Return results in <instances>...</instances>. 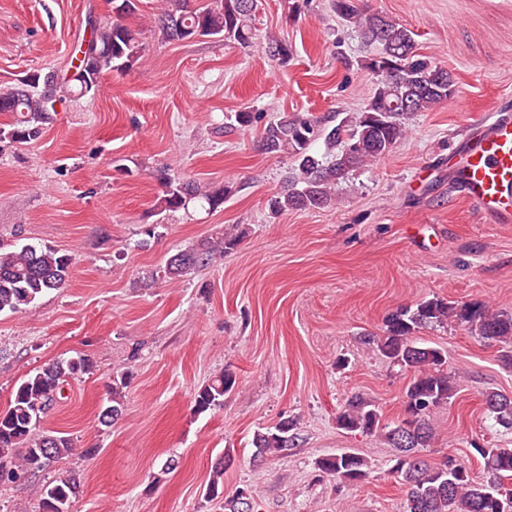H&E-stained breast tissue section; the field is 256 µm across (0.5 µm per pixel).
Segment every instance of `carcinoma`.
<instances>
[{
	"label": "carcinoma",
	"mask_w": 512,
	"mask_h": 512,
	"mask_svg": "<svg viewBox=\"0 0 512 512\" xmlns=\"http://www.w3.org/2000/svg\"><path fill=\"white\" fill-rule=\"evenodd\" d=\"M332 7L371 48L363 67L374 75V88L359 111L345 113L332 127L298 115H284L267 123L261 135L262 150L294 159V168L282 188L266 200L274 216L288 210L331 206L341 180L390 154L407 137L413 115L440 107L457 91L450 70L417 52L414 33L407 26L380 13L365 14L355 0H332ZM256 8V0H209L198 8L189 7L188 0H174L160 8L157 24L162 38L168 41L224 37L247 47L253 38L251 22ZM265 54L282 65L291 59L288 44L275 36L268 37ZM143 58L137 33L130 27L120 23L91 26L88 49L76 47L64 74L33 72L14 85L0 88V112L14 116L9 127H0V142L39 139L50 123L54 104L68 95L84 97L96 92L103 72L127 69ZM320 138L326 146L321 156L312 150ZM161 180L164 190L158 206L163 211L185 210L197 201L214 212L236 192L231 182L216 187L174 176ZM241 238L242 233L233 226L217 241L206 240L180 250L168 259L165 274L176 279L207 267L235 250ZM73 264L72 255L47 245L8 248L0 244V313L21 312L41 295L65 287ZM448 322L472 336L509 346L503 358L512 361L511 313L494 310L485 302L456 303L439 297L400 307L386 316L384 335L372 336L368 343L382 357L414 372L404 391L401 417L383 423L375 404L354 395L338 414L337 424L348 432L380 437L396 449L391 473L401 477L407 487L406 512H512V448L471 443L483 461L485 479L481 482L451 456L432 463L420 455V449L429 447L435 438L429 414L448 404L456 386L448 374V352L422 345L416 333ZM91 369V360L83 356L58 359L19 384L9 408L0 413V485L42 472L76 452L69 437L42 431L39 423L62 396L66 382ZM236 386V375L224 370L197 389L194 411L201 414L223 405L224 396ZM483 399L497 424L512 428V396L487 391ZM123 410L122 392L115 386L98 420L110 426ZM299 440L296 424L282 420L254 435L253 461L283 456ZM230 462L227 452L212 465L208 497L216 499L224 493V470ZM317 466L322 473L345 483L364 479L369 470L366 459L353 451L322 458ZM79 487L71 473L54 478L38 490V512H69ZM224 510L259 512L255 498L246 499L237 489L224 498Z\"/></svg>",
	"instance_id": "obj_1"
}]
</instances>
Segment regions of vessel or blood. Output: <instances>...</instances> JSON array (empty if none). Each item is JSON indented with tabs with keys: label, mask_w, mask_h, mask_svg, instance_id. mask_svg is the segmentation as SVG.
Returning <instances> with one entry per match:
<instances>
[{
	"label": "vessel or blood",
	"mask_w": 512,
	"mask_h": 512,
	"mask_svg": "<svg viewBox=\"0 0 512 512\" xmlns=\"http://www.w3.org/2000/svg\"><path fill=\"white\" fill-rule=\"evenodd\" d=\"M450 180L479 223L512 224V112L467 120Z\"/></svg>",
	"instance_id": "obj_1"
}]
</instances>
